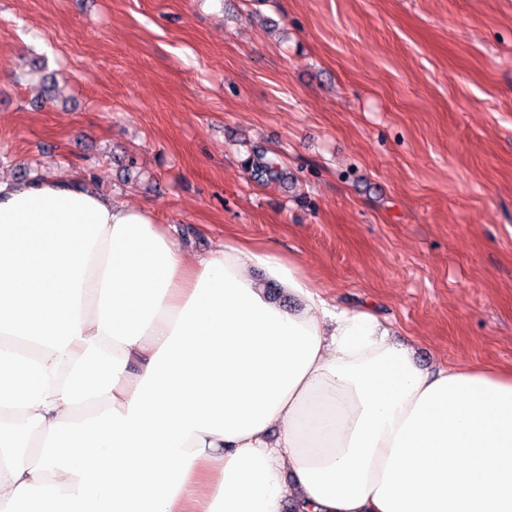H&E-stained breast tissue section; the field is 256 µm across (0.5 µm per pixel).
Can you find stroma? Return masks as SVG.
Instances as JSON below:
<instances>
[{"label":"stroma","mask_w":512,"mask_h":512,"mask_svg":"<svg viewBox=\"0 0 512 512\" xmlns=\"http://www.w3.org/2000/svg\"><path fill=\"white\" fill-rule=\"evenodd\" d=\"M26 169L192 255L275 247L423 367L512 370V0H0V178ZM245 169L249 177L258 184L278 181L283 174L278 159L268 156L267 152L261 150H253L245 162Z\"/></svg>","instance_id":"stroma-1"}]
</instances>
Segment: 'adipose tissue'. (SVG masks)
Here are the masks:
<instances>
[{"label": "adipose tissue", "instance_id": "ef3b65f1", "mask_svg": "<svg viewBox=\"0 0 512 512\" xmlns=\"http://www.w3.org/2000/svg\"><path fill=\"white\" fill-rule=\"evenodd\" d=\"M392 334L273 247L0 179V512H512V371Z\"/></svg>", "mask_w": 512, "mask_h": 512}]
</instances>
